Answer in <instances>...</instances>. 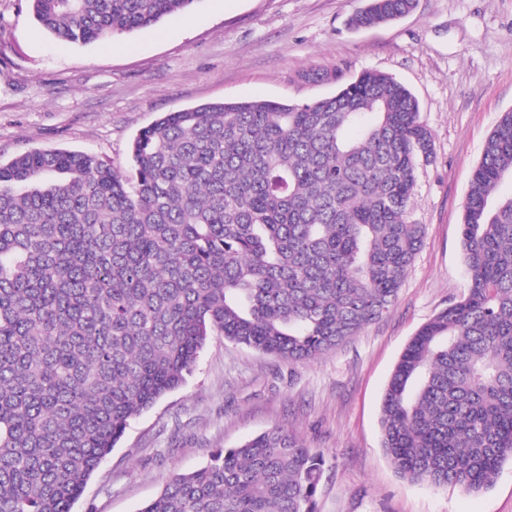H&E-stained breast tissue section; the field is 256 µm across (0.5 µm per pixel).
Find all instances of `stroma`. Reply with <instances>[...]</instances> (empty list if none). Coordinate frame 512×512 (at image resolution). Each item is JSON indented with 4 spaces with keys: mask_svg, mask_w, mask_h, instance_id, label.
<instances>
[{
    "mask_svg": "<svg viewBox=\"0 0 512 512\" xmlns=\"http://www.w3.org/2000/svg\"><path fill=\"white\" fill-rule=\"evenodd\" d=\"M361 0H198L188 12L85 46L63 44L28 0H0V161L87 151L122 171L163 113L217 101L334 94L306 68L376 70L417 98L434 158L417 169L411 223L423 242L381 319L325 356L284 362L210 335L186 383L133 420L75 512H139L172 475L275 425L323 453L317 512H512V461L478 494L413 484L381 447V399L410 338L467 291L460 226L471 174L512 112V0H417L353 31Z\"/></svg>",
    "mask_w": 512,
    "mask_h": 512,
    "instance_id": "stroma-1",
    "label": "stroma"
}]
</instances>
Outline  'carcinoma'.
<instances>
[{
    "instance_id": "obj_1",
    "label": "carcinoma",
    "mask_w": 512,
    "mask_h": 512,
    "mask_svg": "<svg viewBox=\"0 0 512 512\" xmlns=\"http://www.w3.org/2000/svg\"><path fill=\"white\" fill-rule=\"evenodd\" d=\"M195 0H31L87 45ZM353 29L413 0H364ZM307 102H211L140 131L125 174L78 151L0 162V512H74L130 421L182 387L207 336L290 364L381 318L418 253L406 213L434 154L415 96L378 71ZM512 112L485 143L460 236L467 293L406 345L382 448L411 483L480 493L512 460ZM323 454L274 426L173 476L139 512H317Z\"/></svg>"
}]
</instances>
